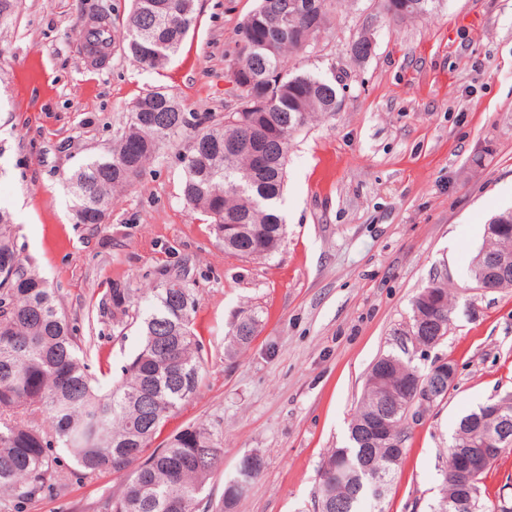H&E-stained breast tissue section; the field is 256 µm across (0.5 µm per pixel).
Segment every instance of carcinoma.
Instances as JSON below:
<instances>
[{"instance_id":"cac0c4a2","label":"carcinoma","mask_w":512,"mask_h":512,"mask_svg":"<svg viewBox=\"0 0 512 512\" xmlns=\"http://www.w3.org/2000/svg\"><path fill=\"white\" fill-rule=\"evenodd\" d=\"M335 0H260L243 19L231 65V93L237 106L220 120L187 117L162 88L137 98L126 123L116 131L109 154L84 163L68 179L73 212L85 223L106 220L112 194L131 186L145 165L172 147L185 132L192 144L183 157V197L211 219L224 238V254L239 260L276 252L287 227L281 213L288 153L294 133L314 113L336 110V85L311 73L288 72V56L314 46L330 22ZM195 22L194 0H133L122 26L84 32L90 46L124 44L142 64L163 68ZM502 237L493 251L512 246V210L495 215ZM143 318L144 339L120 381L108 394L94 387L81 344L49 282L20 255L11 214L0 208V497L19 502L61 483L47 467L54 448L67 452L84 474L106 469L123 478L121 492L102 512H232L242 482L261 473L262 459L238 467L213 507L204 500L205 481L224 464L218 429L188 427L166 444L152 447L166 418L197 392L205 368L201 343L191 326L197 299L186 277L150 289ZM452 306L447 289L433 281L412 301L411 328L433 317L446 336ZM259 324L256 315L239 320L227 351L248 346ZM386 386L404 389L403 401L387 404L384 392L364 384L361 404L350 423L349 446L332 450L320 463L314 500L317 512H362L374 499V482L387 486L410 438L417 386L430 379L399 355L379 358ZM475 410L460 419L445 453L440 497L431 512H448V501L465 486L474 489L467 512H484L481 481L486 469L461 479L453 448H465ZM382 415L385 439L372 447L369 427Z\"/></svg>"}]
</instances>
